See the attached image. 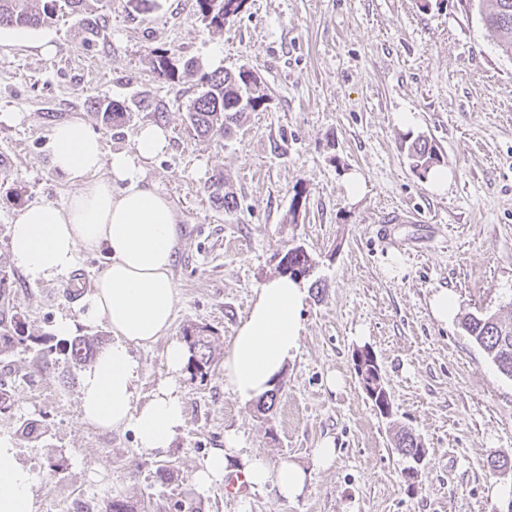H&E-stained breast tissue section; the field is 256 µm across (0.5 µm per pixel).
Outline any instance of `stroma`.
Listing matches in <instances>:
<instances>
[{
  "instance_id": "obj_1",
  "label": "stroma",
  "mask_w": 512,
  "mask_h": 512,
  "mask_svg": "<svg viewBox=\"0 0 512 512\" xmlns=\"http://www.w3.org/2000/svg\"><path fill=\"white\" fill-rule=\"evenodd\" d=\"M93 6L102 17L95 37L66 13L37 28H0V113L14 115L0 120V265L14 271V302L35 335L56 336L69 320L74 334L111 338L105 322L84 317L104 255L80 253L70 276L33 282L11 259L10 224L25 204H59L73 191L50 168L57 123L81 117L109 152L130 148L144 124L167 128L169 149L147 165L146 179L178 218L177 303L167 336L131 353L136 403L175 379L186 420L164 455L148 453L132 429L82 421L81 373L67 375L62 364L38 371L31 349L0 356V378L13 380L15 395L0 435L32 469L36 512H82L83 502L102 507L116 495L156 512H512V470L487 468L512 457V379L459 327L461 315L512 302V58L477 10L465 0H247L215 31L195 0ZM47 39L57 46L50 56L41 52ZM216 52L220 68L257 73L267 98L232 137L204 141L185 121L199 88L184 64L210 65ZM162 56L174 79L158 76ZM98 99L125 106L120 126L105 124ZM403 112L411 123H401ZM418 136L432 140L451 173L444 192L409 165L401 144ZM219 170L238 202L229 213L207 192ZM354 173L365 184L358 197L346 190ZM396 209L420 221L384 236ZM297 245L316 266L300 351L272 412L226 391L222 368L203 381L170 375L169 342L199 324L224 350L255 288ZM397 252L406 265L398 278L384 267ZM443 288L456 299L445 324L429 306ZM363 347L381 369L392 419L363 391L353 359ZM333 371L344 377L335 391L325 383ZM26 419L41 421L43 437L21 435ZM401 427L427 451L411 485L392 439ZM230 431L243 453L306 468L304 495L198 490V461ZM327 439L337 458L322 469L312 451ZM52 462L58 472H49Z\"/></svg>"
}]
</instances>
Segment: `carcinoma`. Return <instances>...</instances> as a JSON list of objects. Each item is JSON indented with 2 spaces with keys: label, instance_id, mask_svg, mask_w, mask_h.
I'll list each match as a JSON object with an SVG mask.
<instances>
[{
  "label": "carcinoma",
  "instance_id": "cac0c4a2",
  "mask_svg": "<svg viewBox=\"0 0 512 512\" xmlns=\"http://www.w3.org/2000/svg\"><path fill=\"white\" fill-rule=\"evenodd\" d=\"M196 7L207 25L221 30L224 22L237 16L246 0H195ZM81 16L87 33L98 35L100 18L92 13L88 0H0V27H38L53 19L61 6ZM484 24L497 38V46L505 56H512V0H474ZM201 91L186 112L188 125L201 137L228 136L239 126L243 115L255 111L266 99L260 77L247 68L236 71H206L199 77ZM102 119L112 124L122 120L125 107L115 101L101 102L97 106ZM410 166L424 178L441 163L437 147L426 139L415 138L404 144ZM209 198L218 208L232 212L237 203L232 192L226 190L224 173L212 176L208 186ZM294 271H313L314 259L301 247L285 252ZM15 288L11 273L0 266V355L17 346L37 344L39 356L36 366L45 371L58 362V358L74 366L83 367L93 362L102 340L98 336H74L51 345L49 337L34 336L28 331L24 315L14 303ZM461 328L470 336L496 365L499 372L512 378V312L468 314L460 321ZM183 341L188 357L187 370L192 377L205 380L215 365L216 349L213 332L207 326L191 324L183 329ZM363 390L383 389L385 383L372 360L355 364ZM106 512H147V505L127 497H114Z\"/></svg>",
  "mask_w": 512,
  "mask_h": 512
}]
</instances>
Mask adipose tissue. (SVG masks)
Returning <instances> with one entry per match:
<instances>
[{
    "instance_id": "1",
    "label": "adipose tissue",
    "mask_w": 512,
    "mask_h": 512,
    "mask_svg": "<svg viewBox=\"0 0 512 512\" xmlns=\"http://www.w3.org/2000/svg\"><path fill=\"white\" fill-rule=\"evenodd\" d=\"M51 140V168L75 190L63 203H33L18 211L10 227L12 260L30 280H51L68 274L80 252L105 254L87 315L105 321L114 339L83 375L82 418L103 428H132L140 448L165 452L185 422L173 375L187 351L178 342L168 345L166 364L172 376L139 405V364L131 349L164 336L177 303L172 279L177 216L166 195L146 179L147 163L166 152L169 134L160 125L147 124L132 149L108 153L100 136L74 117L57 123ZM306 300L302 282L286 275L272 277L255 290L250 311L222 360L224 384L240 402L254 401L271 389L298 353ZM238 450L237 438L230 434L223 449L201 459L194 473L198 489L223 485L228 462ZM240 457L251 487L270 485L287 499L303 495L308 474L301 466ZM33 484L34 475L19 461L13 439L0 435V512H36Z\"/></svg>"
}]
</instances>
